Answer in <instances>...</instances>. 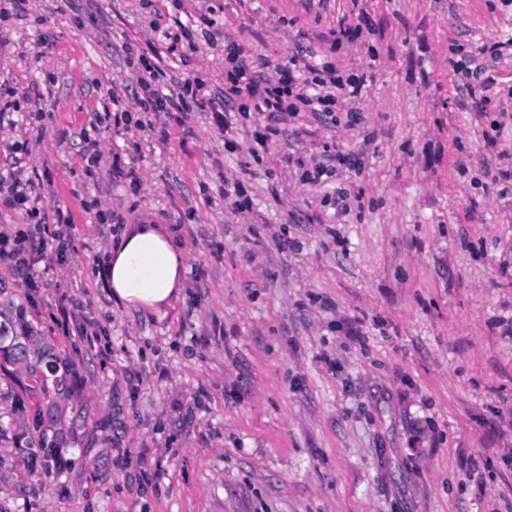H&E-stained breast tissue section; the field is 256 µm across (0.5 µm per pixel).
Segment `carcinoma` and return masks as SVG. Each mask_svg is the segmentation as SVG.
<instances>
[{
  "instance_id": "1",
  "label": "carcinoma",
  "mask_w": 512,
  "mask_h": 512,
  "mask_svg": "<svg viewBox=\"0 0 512 512\" xmlns=\"http://www.w3.org/2000/svg\"><path fill=\"white\" fill-rule=\"evenodd\" d=\"M11 365L28 379V392L35 399L34 434L29 447L31 473L39 481L53 477L48 455L60 447L64 435L62 405L70 397L66 357L26 326L0 322V368Z\"/></svg>"
}]
</instances>
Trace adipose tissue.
<instances>
[{"label": "adipose tissue", "mask_w": 512, "mask_h": 512, "mask_svg": "<svg viewBox=\"0 0 512 512\" xmlns=\"http://www.w3.org/2000/svg\"><path fill=\"white\" fill-rule=\"evenodd\" d=\"M183 252L164 224H133L112 247L105 276L116 303L161 312L185 286Z\"/></svg>", "instance_id": "1"}]
</instances>
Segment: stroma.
<instances>
[{
	"label": "stroma",
	"mask_w": 512,
	"mask_h": 512,
	"mask_svg": "<svg viewBox=\"0 0 512 512\" xmlns=\"http://www.w3.org/2000/svg\"><path fill=\"white\" fill-rule=\"evenodd\" d=\"M0 0V163L46 211L0 309L72 363L55 475L29 474L34 401L0 371V512H512V0ZM360 36L331 50L340 21ZM196 50L169 63L161 34ZM333 55L365 82L334 116L142 112L135 59L224 87V45ZM489 83L487 97L471 87ZM135 126L95 124L113 109ZM104 159L90 170L82 133ZM358 157L303 182L297 159ZM136 170L131 187L124 173ZM184 247L183 298L116 303L129 224Z\"/></svg>",
	"instance_id": "obj_1"
}]
</instances>
